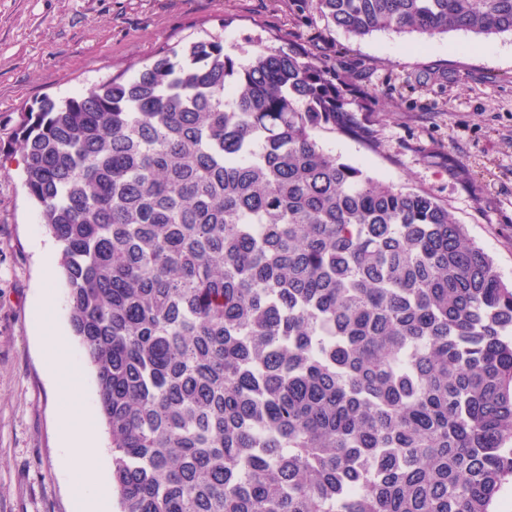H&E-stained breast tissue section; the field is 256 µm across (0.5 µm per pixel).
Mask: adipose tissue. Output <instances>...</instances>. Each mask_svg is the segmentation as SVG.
<instances>
[{
  "mask_svg": "<svg viewBox=\"0 0 512 512\" xmlns=\"http://www.w3.org/2000/svg\"><path fill=\"white\" fill-rule=\"evenodd\" d=\"M43 346L54 373L56 395L63 402L59 430L65 448V470L77 478L74 493L85 512H102L110 492L99 476L95 443L79 421L87 413L84 386L69 364L67 342L53 324L44 327Z\"/></svg>",
  "mask_w": 512,
  "mask_h": 512,
  "instance_id": "adipose-tissue-1",
  "label": "adipose tissue"
}]
</instances>
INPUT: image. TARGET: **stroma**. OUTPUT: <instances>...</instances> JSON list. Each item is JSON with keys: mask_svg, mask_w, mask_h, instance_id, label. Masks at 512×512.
<instances>
[{"mask_svg": "<svg viewBox=\"0 0 512 512\" xmlns=\"http://www.w3.org/2000/svg\"><path fill=\"white\" fill-rule=\"evenodd\" d=\"M215 35L243 62L263 47L302 46L316 64L375 91L371 111L350 115L371 145L323 122L315 138L341 161L447 206L512 281L511 33L355 37L309 0H0V512H82L60 466V403L39 337L42 255L59 245L22 181V121L41 98L130 78L158 53ZM54 290L52 316L70 335L64 276ZM69 345L108 481L112 438L94 370L80 341L70 335Z\"/></svg>", "mask_w": 512, "mask_h": 512, "instance_id": "1", "label": "stroma"}]
</instances>
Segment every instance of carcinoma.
<instances>
[{"instance_id": "1", "label": "carcinoma", "mask_w": 512, "mask_h": 512, "mask_svg": "<svg viewBox=\"0 0 512 512\" xmlns=\"http://www.w3.org/2000/svg\"><path fill=\"white\" fill-rule=\"evenodd\" d=\"M354 36L512 33V0H311ZM374 96L212 36L22 129L120 512H492L512 283L428 194L339 161Z\"/></svg>"}]
</instances>
